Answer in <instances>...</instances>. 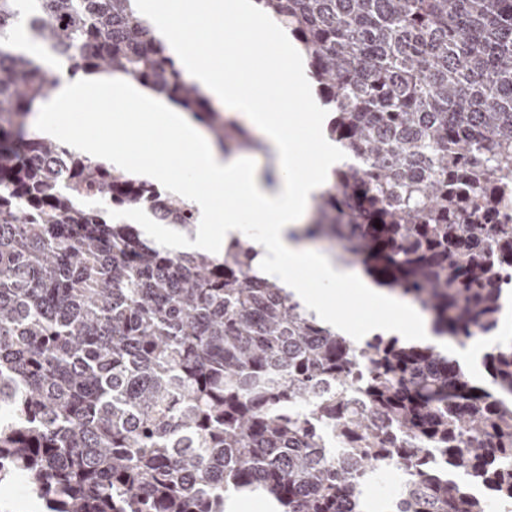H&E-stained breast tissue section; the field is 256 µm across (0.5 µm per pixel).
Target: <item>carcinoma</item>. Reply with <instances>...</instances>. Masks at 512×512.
I'll return each instance as SVG.
<instances>
[{"label": "carcinoma", "instance_id": "1", "mask_svg": "<svg viewBox=\"0 0 512 512\" xmlns=\"http://www.w3.org/2000/svg\"><path fill=\"white\" fill-rule=\"evenodd\" d=\"M257 2L302 47L346 156L304 236L436 335L493 333L512 286V0ZM48 56L165 94L226 153L261 148L132 0H0V483L45 512H224L232 489L363 512L368 476L437 453L450 473L404 479L393 512L512 506V343L476 384L432 346L322 326L258 275L247 238L178 251L112 222L136 210L191 238L198 214L31 130Z\"/></svg>", "mask_w": 512, "mask_h": 512}]
</instances>
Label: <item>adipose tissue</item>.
Returning <instances> with one entry per match:
<instances>
[{"label": "adipose tissue", "instance_id": "1", "mask_svg": "<svg viewBox=\"0 0 512 512\" xmlns=\"http://www.w3.org/2000/svg\"><path fill=\"white\" fill-rule=\"evenodd\" d=\"M139 10L164 43L178 67L210 101L223 105L255 132L271 157L273 179L239 157L224 153L188 113L166 97L112 73L70 76L55 68L58 80L53 99L43 103L40 128L44 136L71 145L84 155L126 169L140 177L168 185L186 198L201 215L195 237L197 251L216 252L239 237L252 215L263 224L252 245L260 276L279 283L323 323L342 334L365 339L376 333L410 335L417 341L452 350L449 340L434 336L426 316L397 293L378 287L360 268L332 253L302 243L309 206L336 166V144L327 130L328 116L312 105L307 61L301 49L271 19L257 0H137ZM222 30L220 46L205 41L206 33ZM202 34L193 50H186L187 33ZM242 43L260 45L275 73L262 80L237 53ZM310 102L304 116L293 106ZM124 131L119 142L106 141L111 127ZM316 143L308 164L300 162L298 130ZM191 159L189 172L172 177L171 166ZM316 270L322 284L352 287L356 300L369 309L392 312L389 320L360 326L339 324L321 297L296 275Z\"/></svg>", "mask_w": 512, "mask_h": 512}]
</instances>
